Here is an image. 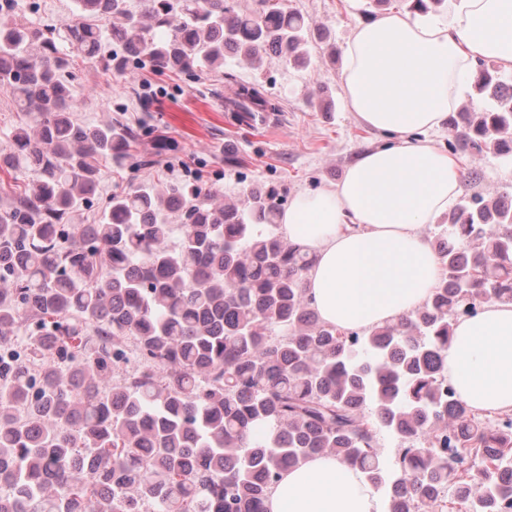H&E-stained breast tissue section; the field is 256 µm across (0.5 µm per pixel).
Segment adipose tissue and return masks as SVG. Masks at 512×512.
<instances>
[{
  "instance_id": "adipose-tissue-1",
  "label": "adipose tissue",
  "mask_w": 512,
  "mask_h": 512,
  "mask_svg": "<svg viewBox=\"0 0 512 512\" xmlns=\"http://www.w3.org/2000/svg\"><path fill=\"white\" fill-rule=\"evenodd\" d=\"M339 75L350 111L392 144L365 150L333 188L297 195L281 222L315 256L311 304L343 330L397 321L440 278L420 229L454 201L460 173L428 132L448 119L480 60L512 67V0H448V20L406 12L355 25ZM448 379L479 411L512 412V303L490 300L453 326ZM268 512H379L346 463L309 459L284 473Z\"/></svg>"
}]
</instances>
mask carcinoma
Returning <instances> with one entry per match:
<instances>
[{
  "instance_id": "obj_1",
  "label": "carcinoma",
  "mask_w": 512,
  "mask_h": 512,
  "mask_svg": "<svg viewBox=\"0 0 512 512\" xmlns=\"http://www.w3.org/2000/svg\"><path fill=\"white\" fill-rule=\"evenodd\" d=\"M142 2L136 15L127 0H74L43 27L0 6V90L30 117L0 146L12 179L0 185V343L28 333L25 358L0 357V512H267L282 474L319 455L379 490L385 432L401 474L387 512H441L433 491L452 463L456 485H488L512 465V415L494 428L451 386L443 403L441 384L453 322L512 302L508 194H465L441 216L430 297L367 332L311 306L314 257L281 231L274 186L224 202L202 182H143L57 237L96 201L101 163L121 166L137 145L128 129L73 117L64 48L122 75L145 60L219 68L228 52L309 62V25L277 0L257 15L225 0ZM474 88L489 106L448 115L451 148L511 162L512 94L495 64L477 63ZM268 110L280 108L238 84L239 122ZM22 169L36 179L18 182ZM84 455L91 473L77 469Z\"/></svg>"
}]
</instances>
